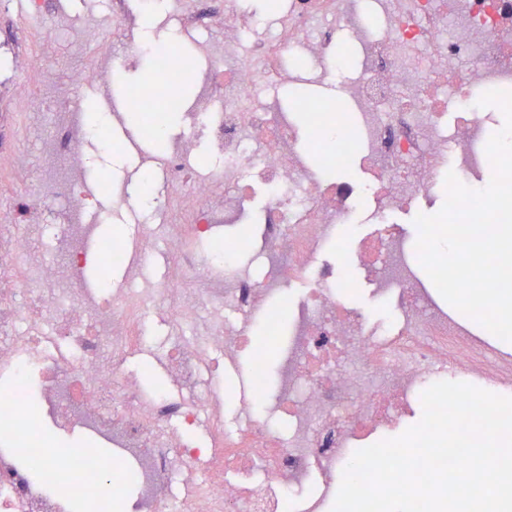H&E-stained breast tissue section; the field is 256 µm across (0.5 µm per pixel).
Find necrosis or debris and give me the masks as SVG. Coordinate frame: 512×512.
I'll return each mask as SVG.
<instances>
[{
	"label": "necrosis or debris",
	"instance_id": "necrosis-or-debris-1",
	"mask_svg": "<svg viewBox=\"0 0 512 512\" xmlns=\"http://www.w3.org/2000/svg\"><path fill=\"white\" fill-rule=\"evenodd\" d=\"M179 23L223 30V51L206 59L208 93L224 107L194 113L159 159L175 219L160 233L144 226L137 246L147 255L164 237L162 280L81 279L92 195L80 163L93 135L75 115L45 142L75 169L63 182L23 181L25 157L0 140L18 200L0 208V377L11 382L0 398V512H71L52 490L62 470L73 493L108 489L117 512H332L353 448L399 424L431 382L512 390V345L437 301L393 221L439 194L447 169L479 189L494 116L477 101L512 88V0H282L268 14L224 0L189 7ZM343 34L362 63L341 86L352 121L309 99L297 118L271 111L262 89L333 78L329 53ZM25 67L42 63L0 45V93L15 105L42 90L16 83ZM305 126L351 142L366 182L311 170L320 142L303 141ZM202 130L222 160L206 172L192 161ZM260 194L258 243L218 240V224L251 223ZM364 196L372 208L361 209ZM361 221L372 229L352 260L390 297L383 322L347 304L351 283L339 274L344 228ZM152 317L177 333L162 357L165 385L148 389L130 363ZM270 322L283 338L273 380L253 336ZM245 368L250 390L226 408L214 376ZM43 424L110 444L111 467L49 452Z\"/></svg>",
	"mask_w": 512,
	"mask_h": 512
}]
</instances>
